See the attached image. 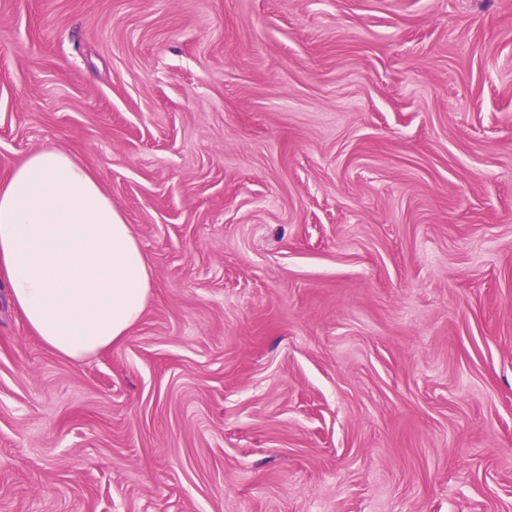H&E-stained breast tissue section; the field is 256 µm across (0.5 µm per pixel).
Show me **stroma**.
<instances>
[{
    "label": "stroma",
    "mask_w": 512,
    "mask_h": 512,
    "mask_svg": "<svg viewBox=\"0 0 512 512\" xmlns=\"http://www.w3.org/2000/svg\"><path fill=\"white\" fill-rule=\"evenodd\" d=\"M89 167L128 336L0 293V512H512V0H0V182Z\"/></svg>",
    "instance_id": "obj_1"
}]
</instances>
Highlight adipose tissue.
I'll return each mask as SVG.
<instances>
[{
	"mask_svg": "<svg viewBox=\"0 0 512 512\" xmlns=\"http://www.w3.org/2000/svg\"><path fill=\"white\" fill-rule=\"evenodd\" d=\"M0 271L28 327L73 361L127 336L152 288L133 226L57 148L32 153L0 182Z\"/></svg>",
	"mask_w": 512,
	"mask_h": 512,
	"instance_id": "ef3b65f1",
	"label": "adipose tissue"
}]
</instances>
